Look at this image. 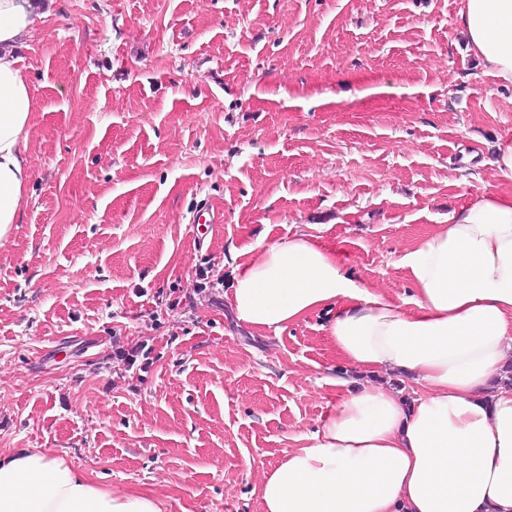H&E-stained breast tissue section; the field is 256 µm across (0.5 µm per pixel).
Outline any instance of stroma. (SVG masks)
I'll return each instance as SVG.
<instances>
[{"label":"stroma","instance_id":"35a3bbf8","mask_svg":"<svg viewBox=\"0 0 512 512\" xmlns=\"http://www.w3.org/2000/svg\"><path fill=\"white\" fill-rule=\"evenodd\" d=\"M462 0H50L17 49L32 180L0 246V451L49 448L167 512H260L358 377L315 313L258 334L234 267L302 224L364 286L512 143ZM208 209L212 221L194 223Z\"/></svg>","mask_w":512,"mask_h":512}]
</instances>
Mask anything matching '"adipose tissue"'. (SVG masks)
Wrapping results in <instances>:
<instances>
[{"mask_svg":"<svg viewBox=\"0 0 512 512\" xmlns=\"http://www.w3.org/2000/svg\"><path fill=\"white\" fill-rule=\"evenodd\" d=\"M43 0H0V244L32 178L34 111L16 50L45 18ZM470 45L512 84V0H463ZM402 299L359 285L314 225L234 270L241 322L278 331L327 311L330 344L369 381L341 395L305 446L260 484L261 512H512V191H486L398 260ZM400 370L412 397L374 382ZM0 512H164L153 496L115 492L44 448L0 453Z\"/></svg>","mask_w":512,"mask_h":512,"instance_id":"adipose-tissue-1","label":"adipose tissue"}]
</instances>
